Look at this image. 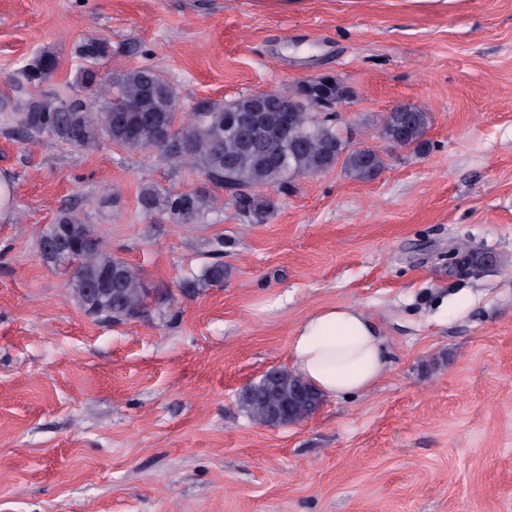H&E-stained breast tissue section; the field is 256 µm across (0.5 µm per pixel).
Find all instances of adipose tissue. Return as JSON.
I'll list each match as a JSON object with an SVG mask.
<instances>
[{"label":"adipose tissue","instance_id":"adipose-tissue-1","mask_svg":"<svg viewBox=\"0 0 512 512\" xmlns=\"http://www.w3.org/2000/svg\"><path fill=\"white\" fill-rule=\"evenodd\" d=\"M384 340L365 312L351 304L314 310L289 346L291 370L324 396L372 389L387 369Z\"/></svg>","mask_w":512,"mask_h":512}]
</instances>
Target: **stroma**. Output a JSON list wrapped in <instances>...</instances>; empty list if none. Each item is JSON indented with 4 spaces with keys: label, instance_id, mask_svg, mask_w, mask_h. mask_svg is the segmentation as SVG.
Listing matches in <instances>:
<instances>
[{
    "label": "stroma",
    "instance_id": "35a3bbf8",
    "mask_svg": "<svg viewBox=\"0 0 512 512\" xmlns=\"http://www.w3.org/2000/svg\"><path fill=\"white\" fill-rule=\"evenodd\" d=\"M90 36L161 72L187 111L336 75L354 94L343 139L386 166L294 177L261 223L225 195L184 228L138 194L194 188V171L106 139L24 141L0 111V512H512V0H0V95L85 96ZM43 51L58 68L28 87ZM400 104L427 112L425 151L380 138ZM67 206L171 303L87 316L38 247ZM460 239L479 271L457 269ZM219 251L223 286L183 292ZM338 303L383 336L381 381L252 423L241 388L288 367L296 327Z\"/></svg>",
    "mask_w": 512,
    "mask_h": 512
}]
</instances>
